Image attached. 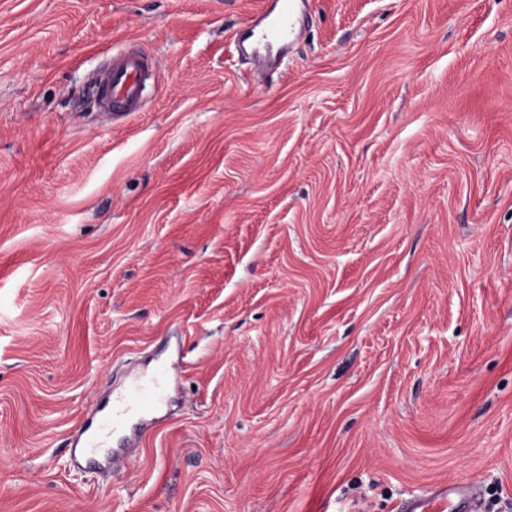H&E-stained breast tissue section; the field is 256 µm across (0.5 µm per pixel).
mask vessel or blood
Returning <instances> with one entry per match:
<instances>
[{
    "mask_svg": "<svg viewBox=\"0 0 512 512\" xmlns=\"http://www.w3.org/2000/svg\"><path fill=\"white\" fill-rule=\"evenodd\" d=\"M307 0H270L259 19L249 23L236 37L239 51L256 54L271 47H279L288 54L297 33V21ZM147 58L122 53L115 56L112 65L98 86L99 103L103 111L121 109L136 111L142 86L150 77ZM161 394L158 384L143 385L113 401L111 411L102 413L86 430L79 454L87 464H95V455L105 438L120 431L131 417H143L153 412ZM478 494L474 486L458 481L438 483L423 493L408 499L403 512H477Z\"/></svg>",
    "mask_w": 512,
    "mask_h": 512,
    "instance_id": "1",
    "label": "vessel or blood"
}]
</instances>
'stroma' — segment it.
I'll return each mask as SVG.
<instances>
[{
  "label": "stroma",
  "mask_w": 512,
  "mask_h": 512,
  "mask_svg": "<svg viewBox=\"0 0 512 512\" xmlns=\"http://www.w3.org/2000/svg\"><path fill=\"white\" fill-rule=\"evenodd\" d=\"M263 7L0 0V512H512V0H311L267 72ZM164 362L120 467L76 464ZM150 76L147 58L134 53L115 56L98 86L102 110L114 116L126 115V112L111 113L116 109L135 112L139 107L142 86ZM159 384L139 386L117 400H112V410L103 412L86 429L81 448L82 459L89 465H96L95 455L103 448V439L120 430L127 419L134 416L144 417L153 412L161 399ZM478 494L474 486L462 481L438 483L408 499L403 512H476Z\"/></svg>",
  "instance_id": "obj_1"
}]
</instances>
